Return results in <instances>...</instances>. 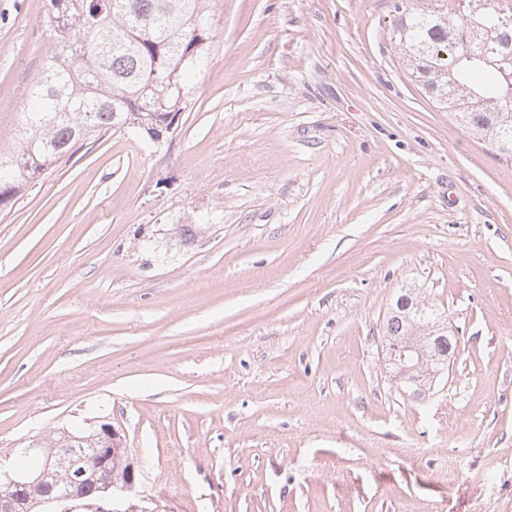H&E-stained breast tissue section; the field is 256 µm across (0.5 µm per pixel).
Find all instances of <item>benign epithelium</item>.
<instances>
[{"instance_id":"7a95c632","label":"benign epithelium","mask_w":512,"mask_h":512,"mask_svg":"<svg viewBox=\"0 0 512 512\" xmlns=\"http://www.w3.org/2000/svg\"><path fill=\"white\" fill-rule=\"evenodd\" d=\"M175 117L171 112L162 121L147 122L139 116L133 126L159 142L173 129ZM442 333L441 326L432 328L424 347L386 344L388 357L398 367V378L409 381ZM61 475L65 476L63 487L58 480ZM135 485L136 470L128 461L125 439L108 423L80 437L65 433L60 447L45 456L39 470L18 471L0 458V512H32L37 504L49 512H135L104 507L108 500L130 494Z\"/></svg>"}]
</instances>
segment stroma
<instances>
[{"label":"stroma","instance_id":"obj_1","mask_svg":"<svg viewBox=\"0 0 512 512\" xmlns=\"http://www.w3.org/2000/svg\"><path fill=\"white\" fill-rule=\"evenodd\" d=\"M0 0V149L52 37ZM396 0H212L172 135L0 207V454L111 423L138 512H512V160L411 77ZM458 352L407 397L402 289ZM413 300L416 301L418 305L413 314L402 313L398 310L396 312H390V315L386 320V324L384 325V336H389L392 340L388 344L385 342L387 355L390 357L391 362L396 364L398 367V379H403L406 382H409V377L418 367L416 361L420 364L424 358L428 356L427 350L428 348L433 347L435 338L445 331L447 332V327L442 329L441 326L437 325L431 329L430 335L425 336L424 333L418 335V332H416L418 328L415 329L413 323H434L437 316L444 315L445 311H441V309L434 304L425 303L423 300H420L419 291H415V295L413 294ZM417 311H419L418 316L415 314ZM423 336H425L428 341V345L424 347L414 348L410 346H401L394 342L397 341L399 343H403L406 338L414 344L422 343V345H424L426 341L423 340ZM394 364L391 365L396 371V366Z\"/></svg>","mask_w":512,"mask_h":512}]
</instances>
